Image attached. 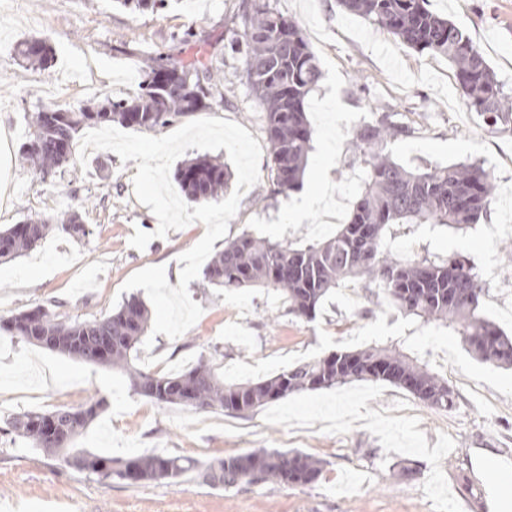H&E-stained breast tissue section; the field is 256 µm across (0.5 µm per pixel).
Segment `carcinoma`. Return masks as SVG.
Returning <instances> with one entry per match:
<instances>
[{"mask_svg":"<svg viewBox=\"0 0 512 512\" xmlns=\"http://www.w3.org/2000/svg\"><path fill=\"white\" fill-rule=\"evenodd\" d=\"M337 4L418 53L448 58L460 99L488 125L512 124V95L504 91L483 53L452 20L429 10L426 0H337ZM239 20L242 32L236 45L244 56L246 82L265 112L271 195H287L300 187L312 149L313 129L305 101L322 73L300 26L273 11L267 0H242ZM17 54L27 64L43 69L53 59L45 38L20 42ZM212 57L213 52L201 44L191 56L171 65L151 59L142 69L132 101L112 99L95 110L78 112L39 108L32 117L33 132L22 144L23 154L44 180L69 163L75 136L86 124L117 121L127 127L160 130L223 102ZM404 134L405 127L386 114L356 133L353 149L365 166L363 187L349 220L331 236L319 243L283 245L246 233L225 242L224 250L209 261L204 276L210 284L226 289L274 288L283 294L288 313L302 319L313 318L336 288L359 278L380 289L405 314L453 327L478 360L512 367V336L481 313L483 282L474 267L456 256L436 263L401 259L382 248L384 232L391 224H476L487 215L494 194L491 174L481 164L413 171L383 153L385 142ZM229 177L220 162L196 160L179 170L177 180L190 199L211 201L224 191ZM51 227V220L39 218L1 231L0 261L9 262L32 249ZM60 227L73 238L90 234L76 212ZM148 323L147 307L131 296L99 321L66 323L38 306L12 316L3 328L14 336L65 334L79 342L68 354L78 353L84 361L87 357L81 351L107 338L110 347L102 365L125 372L139 394L161 405L242 414L291 394L358 379L395 384L435 411L446 412L455 405L447 380L393 345L332 353L246 384L224 383L203 360L182 373L148 375L135 364ZM105 407L104 399L91 397L78 407L24 411L9 419L8 429L42 450L46 434L37 421L54 418L63 427L64 455L84 462L81 470L90 472L105 463L113 475L131 483L158 481L163 472L165 479L175 480L203 467L213 487L305 485L322 472V463L315 457L276 448L244 454L250 468L242 470L236 456L203 465L189 456L145 454L114 459L76 447L77 439Z\"/></svg>","mask_w":512,"mask_h":512,"instance_id":"obj_1","label":"carcinoma"}]
</instances>
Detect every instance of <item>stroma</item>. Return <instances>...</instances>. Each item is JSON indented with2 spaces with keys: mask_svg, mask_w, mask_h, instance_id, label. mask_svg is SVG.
<instances>
[{
  "mask_svg": "<svg viewBox=\"0 0 512 512\" xmlns=\"http://www.w3.org/2000/svg\"><path fill=\"white\" fill-rule=\"evenodd\" d=\"M241 0H164L145 12L115 0H0V231L30 218L61 221L78 211L88 236L53 229L35 250L0 265V321L41 305L66 322L95 321L125 300V281L149 266L177 268L205 233L201 222L145 249L129 244L135 230L158 220L133 192L136 161L94 150L54 176L40 178L19 147L43 106L76 111L133 97L130 75L144 59H180L201 43L216 47L224 103L203 117L245 127L262 143L259 181L242 196L224 242L245 233L274 243H311L330 236L322 215L331 205L351 211L364 169L350 140L379 113L409 132L386 150L409 167L481 162L495 183L487 218L476 224H394L384 247L432 261L466 256L481 276L482 310L512 334V131L493 129L460 100L447 58L417 53L386 31L341 11L336 0H269L297 21L322 78L306 100L314 130L302 186L270 196L271 157L261 109L231 47ZM484 53L512 93V0H429ZM48 39L47 70L23 64L17 45ZM190 297L203 308L175 339L156 335L137 364L150 374L197 360L231 382L255 381L288 365L336 351L396 345L456 393L450 412L429 408L387 382L355 381L292 395L245 415L160 405L129 378L28 343L0 329V424L27 410L75 406L89 396L106 409L78 447L115 458L140 454L191 456L207 462L257 448L297 449L323 466L306 485H239L224 490L195 472L174 481L135 485L57 465L24 438L0 434V512H500L501 476L512 473V368L477 360L462 336L424 323L362 286L337 289L314 320L289 314L271 288L226 290L196 278Z\"/></svg>",
  "mask_w": 512,
  "mask_h": 512,
  "instance_id": "35a3bbf8",
  "label": "stroma"
}]
</instances>
